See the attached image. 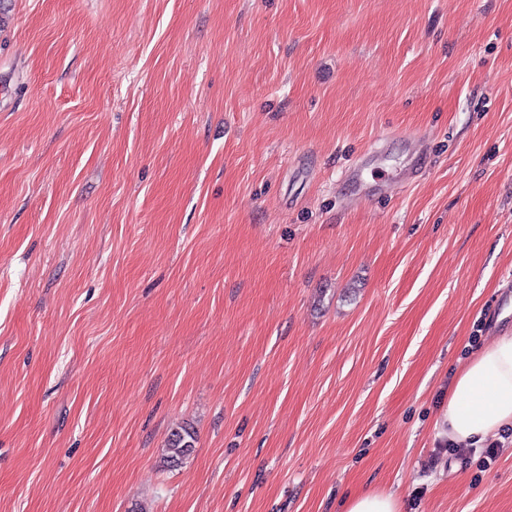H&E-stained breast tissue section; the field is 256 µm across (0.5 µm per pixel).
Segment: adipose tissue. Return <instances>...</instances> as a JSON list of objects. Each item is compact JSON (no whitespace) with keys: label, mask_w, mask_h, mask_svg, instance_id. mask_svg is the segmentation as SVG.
<instances>
[{"label":"adipose tissue","mask_w":512,"mask_h":512,"mask_svg":"<svg viewBox=\"0 0 512 512\" xmlns=\"http://www.w3.org/2000/svg\"><path fill=\"white\" fill-rule=\"evenodd\" d=\"M512 426V334L497 336L455 374L443 431L477 445Z\"/></svg>","instance_id":"adipose-tissue-1"}]
</instances>
